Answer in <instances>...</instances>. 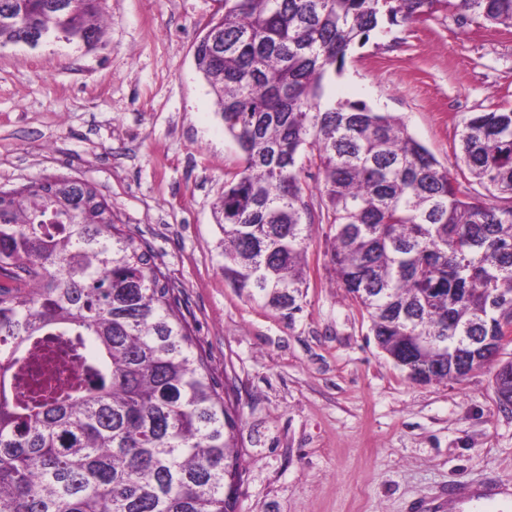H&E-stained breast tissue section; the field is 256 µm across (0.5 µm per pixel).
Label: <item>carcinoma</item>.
<instances>
[{
  "instance_id": "carcinoma-1",
  "label": "carcinoma",
  "mask_w": 512,
  "mask_h": 512,
  "mask_svg": "<svg viewBox=\"0 0 512 512\" xmlns=\"http://www.w3.org/2000/svg\"><path fill=\"white\" fill-rule=\"evenodd\" d=\"M512 27V0H224L196 39L243 165L215 211L224 278L291 315L307 288L316 166L331 263L378 347L418 383L458 379L461 336L512 324V110L464 123L460 157L486 194L461 190L403 120L364 102L324 106L348 51L383 25L438 8ZM89 47L94 0H0V47L30 31ZM82 182L41 181L0 204V512H235L236 421L169 278ZM76 343L84 386L11 391L31 344Z\"/></svg>"
}]
</instances>
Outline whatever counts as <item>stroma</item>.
<instances>
[{
	"label": "stroma",
	"mask_w": 512,
	"mask_h": 512,
	"mask_svg": "<svg viewBox=\"0 0 512 512\" xmlns=\"http://www.w3.org/2000/svg\"><path fill=\"white\" fill-rule=\"evenodd\" d=\"M222 8L98 0L95 47L1 49L0 191L85 180L150 246L237 419V512H482L480 489L512 486V410L498 405L495 366L409 380L345 299L323 224L294 318L225 279L214 211L242 159L194 62ZM324 100L399 116L459 176L465 120L512 108V29L452 8L377 29Z\"/></svg>",
	"instance_id": "35a3bbf8"
}]
</instances>
